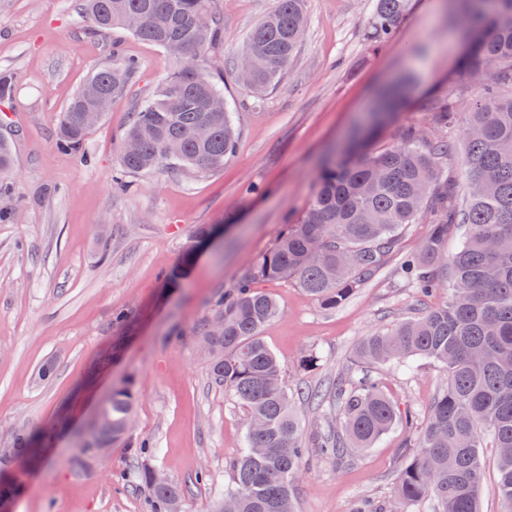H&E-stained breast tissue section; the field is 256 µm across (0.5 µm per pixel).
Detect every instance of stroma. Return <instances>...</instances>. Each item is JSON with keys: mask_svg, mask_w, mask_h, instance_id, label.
<instances>
[{"mask_svg": "<svg viewBox=\"0 0 512 512\" xmlns=\"http://www.w3.org/2000/svg\"><path fill=\"white\" fill-rule=\"evenodd\" d=\"M375 3L307 0L297 55L282 80L258 94L237 77L238 51L276 0H210L224 21L210 68L235 114V150L222 167L138 176L116 193L119 136L174 59L124 31H92L80 0H0V70L15 78L12 97L0 101V136L12 141L14 158L11 189L0 196V450L21 426L45 440L30 469L0 471L16 490L12 512H146L150 494L129 449L76 461L78 429L130 375L132 437L150 440L149 465L183 486V512H211L223 496L246 412L214 383L196 327L285 225L305 216L320 160L347 144L379 85L403 71L416 77L412 102L385 127L382 146L398 143L406 129L428 130L425 95L457 92L460 23L449 0H409L395 37L373 47L365 29ZM116 44L140 70L87 136L85 165L58 152L55 130L87 77L111 63ZM201 225L217 227L219 239L178 286L169 285L167 274ZM398 264L388 257L332 311L294 281L264 283L281 313L263 336L290 389L328 385L362 337L416 307ZM311 356L317 366L303 368ZM47 365L54 374L44 381ZM375 375L399 406L422 416L444 380L425 361L408 377L390 367ZM405 456L400 429L349 464L307 454L295 486L298 512H354L360 498L388 500ZM203 468L209 481L195 483Z\"/></svg>", "mask_w": 512, "mask_h": 512, "instance_id": "1", "label": "stroma"}]
</instances>
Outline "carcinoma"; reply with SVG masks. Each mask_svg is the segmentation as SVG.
<instances>
[{"label":"carcinoma","mask_w":512,"mask_h":512,"mask_svg":"<svg viewBox=\"0 0 512 512\" xmlns=\"http://www.w3.org/2000/svg\"><path fill=\"white\" fill-rule=\"evenodd\" d=\"M408 2L376 0L366 29L371 45L393 34ZM450 2L467 27L457 84L464 91L475 83L477 94L465 106L432 99L425 111L434 128L465 112L466 192L458 195L445 177L456 144L444 136L411 128L381 151L361 148L366 133L398 111L409 93L404 78L383 88L367 125L325 162L306 217L288 225L275 246L224 289L215 314L196 329L211 355L215 384L248 414L244 447L227 462L232 483L214 512H296L293 487L308 448L326 462L347 463L397 427L413 439L415 452L400 466L393 496L380 505L364 502L356 512H415L423 502L431 512H480L486 437L497 452L491 492L500 512H512V0ZM304 3L277 0L250 32L238 61L242 82L262 92L281 80L303 42ZM82 6L98 30H126L178 61L137 102L120 135L112 188L127 191L135 175L223 166L237 129L222 80L209 70L207 50L223 35L224 20L208 0H82ZM139 68L112 50V63L87 79L97 93L80 88L61 112L55 139L61 153L90 163L88 114L100 123ZM12 163L11 142L0 138V181L12 176ZM420 220L429 224L428 234L420 253L404 260L401 275L418 296L446 288L448 300L364 337L336 383L306 394L305 400L328 406L334 421L305 446L280 361L262 336L279 309L260 285L291 279L322 307L336 309L399 250L406 226ZM209 232L206 225L196 230L183 267L168 280H179ZM458 235L450 256L448 239ZM414 359L430 360L445 373L422 430L418 414L401 409L378 380L356 376L362 364L407 370ZM134 401L132 385L112 389L100 410L98 447L129 443ZM15 445L14 461L37 453L23 428ZM138 477L149 489L151 512H171L184 495L181 485L146 463Z\"/></svg>","instance_id":"carcinoma-1"}]
</instances>
